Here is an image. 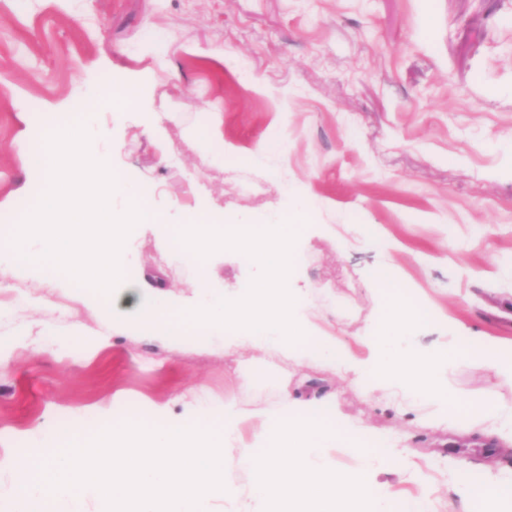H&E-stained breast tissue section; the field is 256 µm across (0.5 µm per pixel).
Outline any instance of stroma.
I'll return each instance as SVG.
<instances>
[{"mask_svg":"<svg viewBox=\"0 0 512 512\" xmlns=\"http://www.w3.org/2000/svg\"><path fill=\"white\" fill-rule=\"evenodd\" d=\"M81 22H74V15ZM123 84L135 105L99 115V151L140 187L166 223L197 211L223 223L271 217L304 199L314 219L291 280L313 324L352 354L376 311L373 284L393 270L428 317L421 341L474 336L512 346V0H0V223L37 190L30 132L61 121L98 89ZM214 127L193 151L187 130ZM224 152L223 162L211 156ZM128 275L164 280L188 299L247 288L257 265L237 252L206 268L176 260L158 228L125 244ZM44 297L68 314L33 315ZM0 448L38 450L59 425L81 433L200 387L209 405L273 410L300 391L313 412L395 443L375 478L393 503L426 490L452 512L479 486L462 472L512 475L496 421L437 422L432 407L365 394L345 363L259 357L241 384L222 354L168 351L149 339L99 340L97 316L70 289L0 292ZM448 385L464 402L512 380L458 362ZM442 466L428 471L429 462Z\"/></svg>","mask_w":512,"mask_h":512,"instance_id":"35a3bbf8","label":"stroma"}]
</instances>
